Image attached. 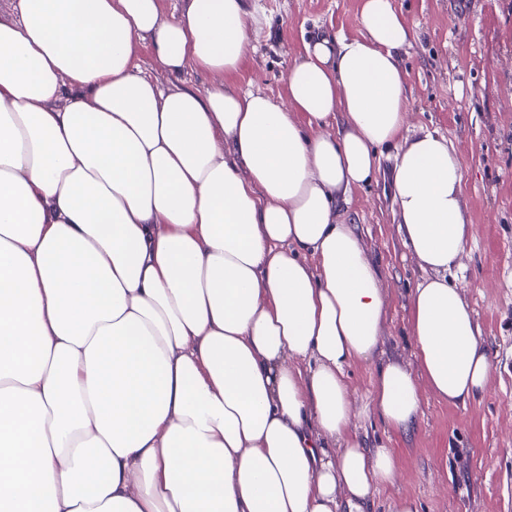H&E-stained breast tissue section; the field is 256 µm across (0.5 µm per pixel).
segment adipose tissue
<instances>
[{
	"label": "adipose tissue",
	"instance_id": "1",
	"mask_svg": "<svg viewBox=\"0 0 512 512\" xmlns=\"http://www.w3.org/2000/svg\"><path fill=\"white\" fill-rule=\"evenodd\" d=\"M245 0H10L0 14V512H363L399 466L362 447L350 365L381 274L338 212L400 144L392 191L425 272L417 369L368 409L483 395L493 363L448 278L470 229L447 138L411 141L394 0L305 43L287 99L234 85ZM173 76L161 86L142 49ZM217 77L206 92L186 69Z\"/></svg>",
	"mask_w": 512,
	"mask_h": 512
}]
</instances>
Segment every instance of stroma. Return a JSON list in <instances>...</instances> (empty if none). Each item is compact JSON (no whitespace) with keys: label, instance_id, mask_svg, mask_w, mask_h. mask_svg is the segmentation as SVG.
<instances>
[{"label":"stroma","instance_id":"35a3bbf8","mask_svg":"<svg viewBox=\"0 0 512 512\" xmlns=\"http://www.w3.org/2000/svg\"><path fill=\"white\" fill-rule=\"evenodd\" d=\"M415 26L403 55L409 132L445 135L465 162L463 194L471 227L468 256L450 278L463 288L495 371L488 391L452 406L423 395L412 430L395 433L364 418V447L397 451L400 473L365 512L390 498H413L419 512H512V0H395ZM257 21L239 84L274 99L304 40L359 35L360 0H251ZM394 150L342 209L387 285L385 336L374 361L353 363L347 382L362 397L380 363L414 365L410 298L423 277L398 231L392 200Z\"/></svg>","mask_w":512,"mask_h":512}]
</instances>
